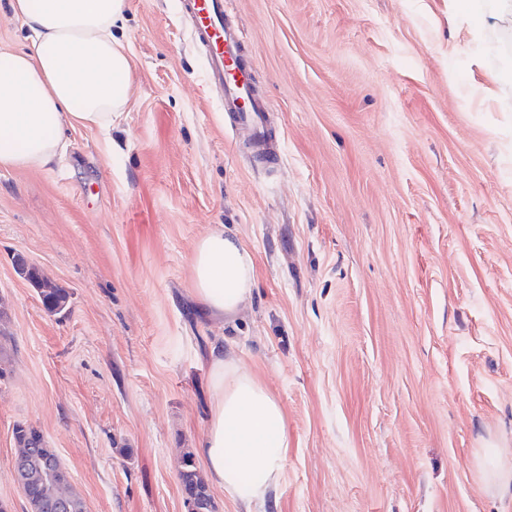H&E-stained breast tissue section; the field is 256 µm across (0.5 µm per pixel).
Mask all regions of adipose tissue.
I'll use <instances>...</instances> for the list:
<instances>
[{
    "mask_svg": "<svg viewBox=\"0 0 512 512\" xmlns=\"http://www.w3.org/2000/svg\"><path fill=\"white\" fill-rule=\"evenodd\" d=\"M472 35L512 23V0H454ZM31 45L0 51V167L48 168L67 129L110 131L129 102L133 64L116 30L127 0H10ZM192 292L210 315L233 320L257 283L252 253L215 228L194 245ZM211 402L196 456L210 483L246 506H266L288 453L284 409L239 359L212 347Z\"/></svg>",
    "mask_w": 512,
    "mask_h": 512,
    "instance_id": "obj_1",
    "label": "adipose tissue"
}]
</instances>
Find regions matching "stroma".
Returning a JSON list of instances; mask_svg holds the SVG:
<instances>
[{
  "label": "stroma",
  "instance_id": "stroma-1",
  "mask_svg": "<svg viewBox=\"0 0 512 512\" xmlns=\"http://www.w3.org/2000/svg\"><path fill=\"white\" fill-rule=\"evenodd\" d=\"M279 160L236 147L178 0H128L112 133L0 168V503L29 512L16 425L87 512H186L223 344L281 402L278 512H512V63L449 0H231ZM251 251L235 320L192 293L216 226ZM23 256L69 294L50 313ZM15 439L22 448H29L27 454L18 453L14 464V477L17 484L25 493L26 484L30 481L29 462L37 455V449L42 447V437L33 428L18 426L15 430ZM480 479L484 486L490 490L507 493L512 490V462L503 458L496 451L494 459L482 462L480 467Z\"/></svg>",
  "mask_w": 512,
  "mask_h": 512
}]
</instances>
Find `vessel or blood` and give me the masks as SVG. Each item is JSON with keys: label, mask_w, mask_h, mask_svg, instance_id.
Returning <instances> with one entry per match:
<instances>
[{"label": "vessel or blood", "mask_w": 512, "mask_h": 512, "mask_svg": "<svg viewBox=\"0 0 512 512\" xmlns=\"http://www.w3.org/2000/svg\"><path fill=\"white\" fill-rule=\"evenodd\" d=\"M192 43L205 59V81L224 107L236 138L245 140L257 157L275 163L268 114L272 104L255 89V76L245 55L242 31L226 0H180Z\"/></svg>", "instance_id": "obj_1"}]
</instances>
